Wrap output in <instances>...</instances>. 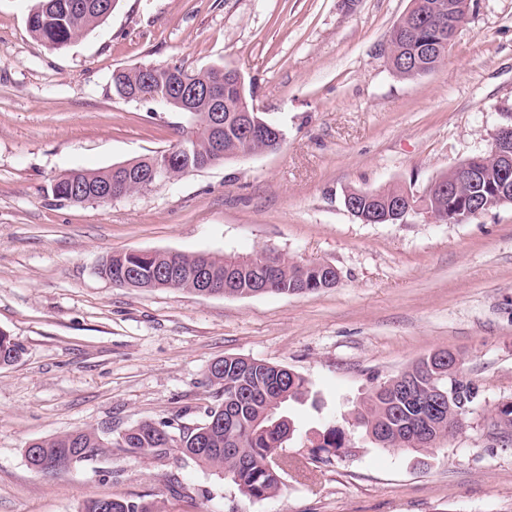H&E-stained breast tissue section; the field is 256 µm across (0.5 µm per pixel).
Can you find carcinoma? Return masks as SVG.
I'll list each match as a JSON object with an SVG mask.
<instances>
[{
	"instance_id": "carcinoma-1",
	"label": "carcinoma",
	"mask_w": 512,
	"mask_h": 512,
	"mask_svg": "<svg viewBox=\"0 0 512 512\" xmlns=\"http://www.w3.org/2000/svg\"><path fill=\"white\" fill-rule=\"evenodd\" d=\"M119 0H32L28 9L27 26L31 34L53 49H63L106 20ZM437 0H411L406 20L408 29L392 32L389 37V64L394 73L414 80L442 65L448 57V34L438 33L440 20L435 15ZM142 68L119 70L112 74V88L124 94H163L171 83L186 78L201 86L212 84L224 89V122L234 124L239 95L232 86V77L224 67L210 66L189 72L173 66L158 72L153 83L142 80ZM188 113L192 128L182 129L179 138L169 149L139 159L134 169L144 171L149 164L172 155L181 160L179 168L197 158L206 159L210 153L208 120L212 102L201 97ZM257 151L259 141H247L237 134L224 135V154L244 148ZM473 165L479 171L477 181L461 185L459 198H450L439 190L456 179L450 170L433 181L428 195L414 199L423 208L439 214L458 204V199L477 198L500 180L497 163L488 154L477 158ZM135 193L141 187L128 180L125 187L115 181L112 169L73 170L60 176L51 186L56 199L71 203L95 200V193L104 188ZM404 193L401 186L378 190L368 198L361 189L347 191L350 201L369 217L385 216L391 204ZM171 267L181 271L176 288L197 291L196 256L181 254L169 257L165 253L138 256L132 252L114 254L102 265L101 273L116 285L131 288H162L164 272ZM328 272L320 264H304L284 254L272 263L258 257L252 263L236 254L213 255L207 276L213 291L223 296H248L262 287L268 293L292 295L297 289L308 293L324 288ZM20 356L19 345L8 335L0 333V366L14 363ZM224 372L208 371L209 385L218 387L219 403L210 408L206 420L195 428L183 429L180 454L230 479L240 493L250 500H263L275 495L290 476V471L305 467L303 461L275 462L278 448L287 447L296 432L288 414L290 403H303L309 396V381L288 367L263 360L237 356L223 358ZM427 356L396 376L375 386L344 419V425H329L315 432L317 442L311 449V460L327 463L347 447L349 428H362L380 448L428 453L420 445L424 436L447 438L448 416L460 415L465 423L482 408L479 385L463 375L451 381L448 377L432 378L436 371ZM454 386L451 405L436 409L429 404L432 390L448 391ZM276 406L269 416L270 406ZM166 422L143 421L126 429L115 441L103 438L96 430H81L44 439L39 444L43 457L61 461L60 470L92 459L112 447L124 448L143 457L151 454L165 456L172 450L174 440ZM108 512H162L155 501L112 498Z\"/></svg>"
}]
</instances>
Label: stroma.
Listing matches in <instances>:
<instances>
[{"label":"stroma","instance_id":"stroma-1","mask_svg":"<svg viewBox=\"0 0 512 512\" xmlns=\"http://www.w3.org/2000/svg\"><path fill=\"white\" fill-rule=\"evenodd\" d=\"M410 0H119L63 50L28 31L29 0H0V331L22 348L0 366V512H80L91 499L166 512H512V443L483 416L427 455L377 447L362 429L327 464L250 501L224 476L121 448L53 476L35 440L87 428L117 438L142 421L201 424L227 355L287 366L321 405L292 404L289 452L308 454L326 416L448 349L486 401L512 400V204L466 224L423 216L364 224L343 194L423 192L512 121V0H470L447 61L406 80L387 39ZM238 70L282 147L107 203L51 186L168 149L187 118L112 90L143 64ZM275 248L336 267L303 295L201 296L102 277L128 251L254 255ZM109 510L105 512H163L158 502L144 499L108 498Z\"/></svg>","mask_w":512,"mask_h":512}]
</instances>
